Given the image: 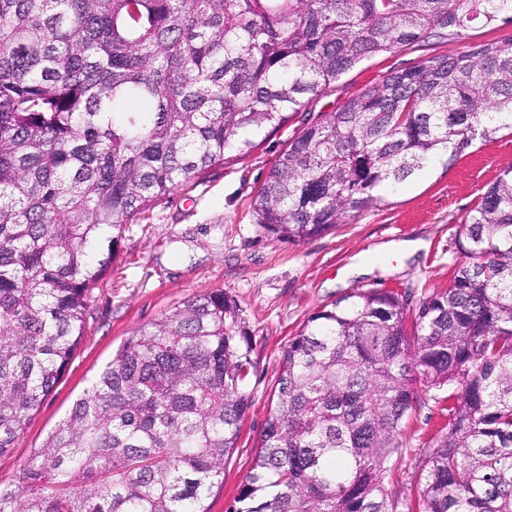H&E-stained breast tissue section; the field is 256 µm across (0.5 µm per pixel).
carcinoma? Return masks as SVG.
Instances as JSON below:
<instances>
[{
    "label": "carcinoma",
    "mask_w": 512,
    "mask_h": 512,
    "mask_svg": "<svg viewBox=\"0 0 512 512\" xmlns=\"http://www.w3.org/2000/svg\"><path fill=\"white\" fill-rule=\"evenodd\" d=\"M512 0H0V453L54 388L138 216L244 157L360 62ZM512 130V36L386 74L293 136L252 198L304 242ZM466 261L413 306L354 288L279 359L229 512H512V168L458 225ZM251 339L222 290L133 332L0 512H208L250 406ZM454 387L418 500L386 484L417 390Z\"/></svg>",
    "instance_id": "1"
}]
</instances>
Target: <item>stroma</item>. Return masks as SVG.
Here are the masks:
<instances>
[{"label": "stroma", "mask_w": 512, "mask_h": 512, "mask_svg": "<svg viewBox=\"0 0 512 512\" xmlns=\"http://www.w3.org/2000/svg\"><path fill=\"white\" fill-rule=\"evenodd\" d=\"M423 55L421 48L405 47L363 61L334 91L311 102L313 115L336 111L364 87ZM302 121L295 115L250 155L202 173L126 225L116 262L93 292L73 357L24 432L0 455V483L15 482L23 464L133 331L151 327L188 298L221 289L241 311L255 362L247 386L251 406L224 464V484L206 501L210 512H226L257 451L281 353L309 316L357 287L407 292L416 302L447 287L453 269L464 261L454 245L457 226L487 185L512 167V132L476 142L450 168L407 182L387 205L294 243L257 224L251 200ZM416 240L424 247L415 255L395 249ZM448 393L444 387L422 394L405 421L407 451L389 482L401 498L418 496L417 460L448 428Z\"/></svg>", "instance_id": "1"}]
</instances>
